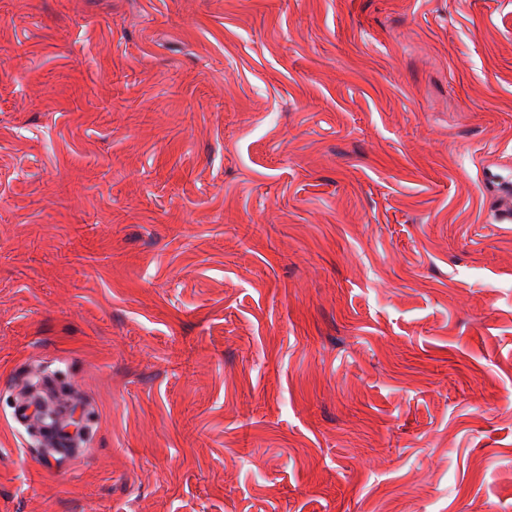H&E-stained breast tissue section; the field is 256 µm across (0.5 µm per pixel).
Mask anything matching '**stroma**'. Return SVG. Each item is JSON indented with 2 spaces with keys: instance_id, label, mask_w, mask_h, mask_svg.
Listing matches in <instances>:
<instances>
[{
  "instance_id": "35a3bbf8",
  "label": "stroma",
  "mask_w": 512,
  "mask_h": 512,
  "mask_svg": "<svg viewBox=\"0 0 512 512\" xmlns=\"http://www.w3.org/2000/svg\"><path fill=\"white\" fill-rule=\"evenodd\" d=\"M509 175L512 0H0V512H512Z\"/></svg>"
}]
</instances>
